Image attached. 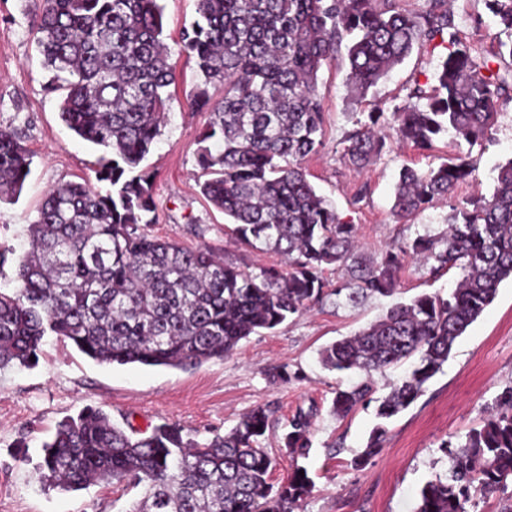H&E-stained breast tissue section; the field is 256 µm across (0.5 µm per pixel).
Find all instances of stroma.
Listing matches in <instances>:
<instances>
[{
  "instance_id": "35a3bbf8",
  "label": "stroma",
  "mask_w": 512,
  "mask_h": 512,
  "mask_svg": "<svg viewBox=\"0 0 512 512\" xmlns=\"http://www.w3.org/2000/svg\"><path fill=\"white\" fill-rule=\"evenodd\" d=\"M164 37L176 67L177 82L165 125L143 163L152 175L157 222L150 235L185 247L208 246L227 260L244 262L252 272L282 266L280 255L237 246L226 234L227 217L202 195L196 138L210 120V107L189 109L187 99L198 76L194 62L180 51L184 27L196 17L197 0H161ZM36 0H0V128L17 132L30 153V173L17 201L0 203V250L21 252L27 226L47 190L59 183L94 182L98 149L79 139L59 117L60 95L47 91L49 73L36 47L32 24ZM460 35L478 50L490 49L500 28L484 0H452ZM443 48L423 46L396 66L359 109L348 103L345 70L335 63L319 72L318 92L325 112L323 145L302 167L316 190L357 228V252L374 260L405 238L435 235L447 228L455 208L478 195H491L497 168L512 158V100L500 112L487 138L475 146L448 134L430 151L390 141L381 159L363 171L343 157L345 134L362 114L393 112L414 85L431 87ZM469 152L472 176L447 200L412 221L392 212L398 172L408 165L437 166L457 152ZM362 202L353 196L360 188ZM459 269L434 278L426 266L407 260L393 293L358 302L331 297L292 315L272 331L241 341L221 359L185 369L140 365H101L71 344L47 337L38 363L0 370V512H128L142 495L127 484H93L79 490L43 488L39 465L43 445L64 419L86 408L108 413L114 422L135 428L169 423L204 442L228 432L241 417L269 408L270 426L262 445L274 458L273 483L287 480L292 457L280 437L298 411L316 408L313 447L305 462L313 481L299 512H414L420 487L445 475L450 462L442 441L465 442L481 425L485 408L512 381V280H505L482 315L456 340L452 352L426 385L423 396L387 424L379 453L355 467L377 422L374 407L348 416L331 412L337 387L357 382L353 372L324 369L320 351L378 320L396 303L422 294H448ZM288 371L289 380L276 378Z\"/></svg>"
}]
</instances>
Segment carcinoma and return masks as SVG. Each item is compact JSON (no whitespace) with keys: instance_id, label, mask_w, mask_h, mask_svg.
<instances>
[{"instance_id":"1","label":"carcinoma","mask_w":512,"mask_h":512,"mask_svg":"<svg viewBox=\"0 0 512 512\" xmlns=\"http://www.w3.org/2000/svg\"><path fill=\"white\" fill-rule=\"evenodd\" d=\"M425 4L410 12L400 0H198L199 19L180 40L199 75L189 107L206 106L210 89L223 90L197 138L200 189L231 219L236 243L259 242L286 260L284 268L255 274L207 246L187 249L145 232L156 221V204L150 174L140 166L161 134L167 88L176 81L160 0H39L33 27L52 73L49 89L63 92L60 118L103 154L99 186L56 185L28 225V247L13 258L0 251V270L13 263L17 282L0 288V368L31 365L47 336L99 364L199 365L332 295L356 303L391 293L409 256L422 258L436 276L457 268L461 278L447 296H418L321 352L326 368L365 375L336 388L333 414L377 403L379 423L354 460L363 466L382 447L386 422L424 394L456 339L512 279V160L499 168L490 198L470 200L442 233L409 238L375 263L354 252L355 225L301 167L323 145L318 74L331 61L346 68L349 97L358 105L414 50L441 46L446 55L435 85L414 87L395 108L392 134L430 150L450 131L473 145L491 129L499 102L512 99V68L499 64L512 58V43L500 41L479 58L460 37L448 0ZM485 4L512 34V0ZM383 116L369 112L347 134L350 165L364 168L381 158L392 135L382 131ZM30 164L19 137L0 129V202L19 196ZM472 171L462 152L426 171L402 167L394 215L407 221L425 211ZM330 266L344 272L343 280L329 281ZM411 358L391 392L374 397L372 374ZM268 427L266 410L257 408L200 443L166 424L124 429L101 410L82 411L44 444L41 480L64 490L103 482L144 486L129 512H295L312 491L309 473L299 475V460L313 445L312 415L300 410L285 426L282 447L294 468L278 486L262 446ZM440 448L449 474L420 488L415 512H469L476 492L506 491L512 384L465 443Z\"/></svg>"}]
</instances>
